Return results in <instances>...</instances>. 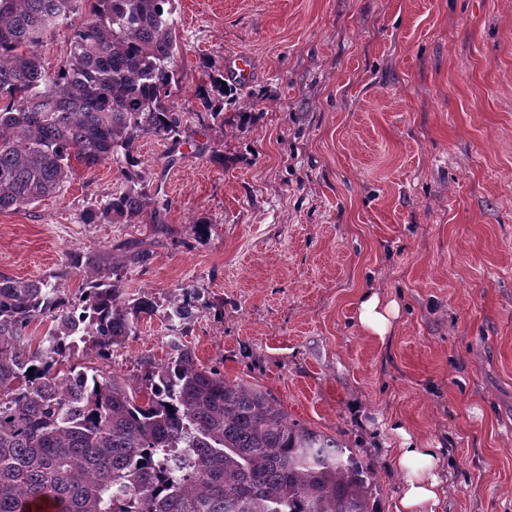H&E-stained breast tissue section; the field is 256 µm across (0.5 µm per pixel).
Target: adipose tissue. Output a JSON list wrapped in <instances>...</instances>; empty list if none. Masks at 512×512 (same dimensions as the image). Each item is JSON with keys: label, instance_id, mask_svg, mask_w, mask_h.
I'll return each mask as SVG.
<instances>
[{"label": "adipose tissue", "instance_id": "1", "mask_svg": "<svg viewBox=\"0 0 512 512\" xmlns=\"http://www.w3.org/2000/svg\"><path fill=\"white\" fill-rule=\"evenodd\" d=\"M399 314L396 301L384 299L373 290L364 293L357 302L362 330L382 343L392 336ZM395 455L404 482L393 512H441L445 487L437 473L442 462L438 449L410 446L396 449Z\"/></svg>", "mask_w": 512, "mask_h": 512}]
</instances>
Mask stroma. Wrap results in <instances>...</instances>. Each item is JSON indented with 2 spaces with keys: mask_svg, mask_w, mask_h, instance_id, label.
<instances>
[{
  "mask_svg": "<svg viewBox=\"0 0 512 512\" xmlns=\"http://www.w3.org/2000/svg\"><path fill=\"white\" fill-rule=\"evenodd\" d=\"M174 18L184 123L136 141L165 223H84L125 180L79 165L0 213V275L75 298L68 253L141 244L151 260L113 251L114 272L157 310L107 372L190 350L370 463L376 512L407 435L444 459L443 512H512V0H174ZM216 72L220 120L197 111ZM188 285L191 318L171 317ZM369 288L401 307L389 343L356 321Z\"/></svg>",
  "mask_w": 512,
  "mask_h": 512,
  "instance_id": "stroma-1",
  "label": "stroma"
}]
</instances>
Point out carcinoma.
I'll return each instance as SVG.
<instances>
[{
	"instance_id": "carcinoma-1",
	"label": "carcinoma",
	"mask_w": 512,
	"mask_h": 512,
	"mask_svg": "<svg viewBox=\"0 0 512 512\" xmlns=\"http://www.w3.org/2000/svg\"><path fill=\"white\" fill-rule=\"evenodd\" d=\"M171 2L0 0V212L58 196L74 162L93 169L121 152L125 187L83 223H164L166 208L144 213L134 143L182 126ZM63 24L64 60L50 72L38 48ZM197 99L219 117L224 74ZM107 261L68 254L90 275L77 301L46 278L0 276V512H375L363 459L188 349L133 385L74 363L79 345L105 358L156 312L148 298L122 301ZM197 298L183 288L174 316ZM43 322L35 343L29 328Z\"/></svg>"
}]
</instances>
